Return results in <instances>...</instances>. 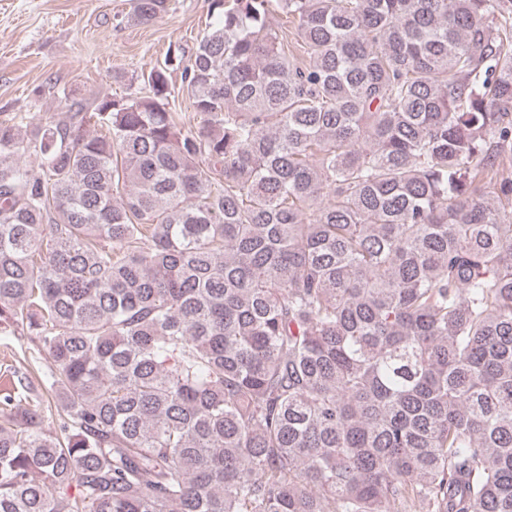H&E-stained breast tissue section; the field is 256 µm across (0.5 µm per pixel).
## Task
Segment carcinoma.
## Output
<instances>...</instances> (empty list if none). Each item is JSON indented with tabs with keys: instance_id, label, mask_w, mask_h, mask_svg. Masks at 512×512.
Listing matches in <instances>:
<instances>
[{
	"instance_id": "carcinoma-1",
	"label": "carcinoma",
	"mask_w": 512,
	"mask_h": 512,
	"mask_svg": "<svg viewBox=\"0 0 512 512\" xmlns=\"http://www.w3.org/2000/svg\"><path fill=\"white\" fill-rule=\"evenodd\" d=\"M209 8L195 127L179 46L0 119V512H512V0ZM271 22L273 27L279 32L280 35L284 38V43L286 44V40L288 41V54H293L300 61L307 63L308 57L303 54L301 48L296 44V35L295 28L292 23L287 22L285 15L278 9L272 19ZM185 64L186 62L183 64L181 63L179 67H174L173 69L172 78L175 85V97H171L170 99V108L172 112H178L181 115L182 121L187 127L189 125H195L200 118L194 112L189 99L182 93V91L178 92L181 87V73ZM0 333V385L1 388H12L13 381L18 387L17 401L22 407H28L43 403L46 406L51 397L38 385L36 367L29 360V353L33 352L30 336H20L19 331L14 334L8 328ZM22 346V349H21ZM30 347L31 349H27ZM26 349V357L23 352ZM24 376L30 377L33 385L29 389H22L18 379Z\"/></svg>"
}]
</instances>
